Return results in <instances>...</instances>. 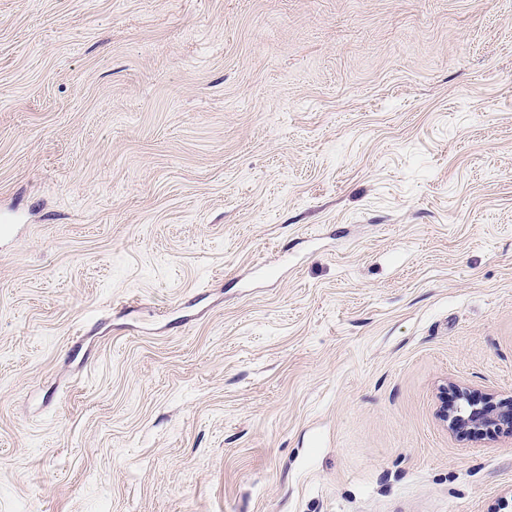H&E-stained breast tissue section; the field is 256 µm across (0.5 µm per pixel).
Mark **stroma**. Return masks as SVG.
I'll return each mask as SVG.
<instances>
[{
  "label": "stroma",
  "instance_id": "35a3bbf8",
  "mask_svg": "<svg viewBox=\"0 0 512 512\" xmlns=\"http://www.w3.org/2000/svg\"><path fill=\"white\" fill-rule=\"evenodd\" d=\"M0 512H494L512 0H0ZM457 401L452 405L445 402L439 410V418L448 429L456 434L483 433L494 430L512 435V410L504 405L498 411L479 407L466 388H457Z\"/></svg>",
  "mask_w": 512,
  "mask_h": 512
}]
</instances>
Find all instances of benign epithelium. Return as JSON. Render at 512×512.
<instances>
[{"label":"benign epithelium","mask_w":512,"mask_h":512,"mask_svg":"<svg viewBox=\"0 0 512 512\" xmlns=\"http://www.w3.org/2000/svg\"><path fill=\"white\" fill-rule=\"evenodd\" d=\"M457 401L443 404L439 418L456 434L482 433L494 430L512 435V408L504 405L499 410L479 405L466 388L456 389Z\"/></svg>","instance_id":"benign-epithelium-1"}]
</instances>
